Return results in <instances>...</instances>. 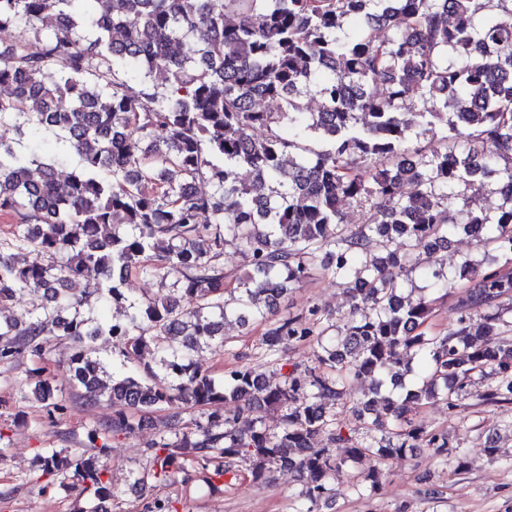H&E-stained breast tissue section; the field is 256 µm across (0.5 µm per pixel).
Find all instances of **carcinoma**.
Masks as SVG:
<instances>
[{"mask_svg": "<svg viewBox=\"0 0 512 512\" xmlns=\"http://www.w3.org/2000/svg\"><path fill=\"white\" fill-rule=\"evenodd\" d=\"M0 0V31L25 25L39 37L0 46V213L19 222L0 240V303L42 296L21 319L0 321V363L44 354L46 337L72 344L74 387L88 404H112V423L88 433L97 452L42 456L45 475L68 474L97 499L112 451L106 435L133 434L138 413L179 403L208 411L195 428L148 446L137 482H165L191 463L217 475L246 467L259 482L274 469L301 483L304 512H320L329 480L342 473L375 490L388 463L423 443L453 453L444 433L408 417L410 405L441 398L454 408L476 376L491 383L485 404L512 403V0ZM162 72L164 83L150 82ZM140 77L137 86L127 76ZM314 93L318 112L299 99ZM67 98L70 106L59 102ZM278 102L259 109L257 102ZM39 130L68 144L76 166L24 150ZM245 168L247 181L229 178ZM207 178L208 193L195 189ZM494 179L489 215L473 191ZM356 208L358 228L343 205ZM464 232L484 249L448 272L426 271L413 299L402 277ZM238 241L253 274L225 299L224 244ZM319 269L349 294L330 323L315 307L274 317L287 286ZM160 274L170 294L129 303L123 322L96 321L83 308L125 299L129 274ZM467 281L454 327L424 331L437 298ZM86 284L76 297L67 285ZM265 321L270 361L315 342L318 365L271 384L252 366L215 382L193 362L202 347L224 348V323ZM112 339L123 357L93 346ZM156 366L126 362L146 348ZM35 397L51 414L67 407L53 379L35 371ZM374 415L380 439L344 433L340 410ZM279 412L278 424L240 416Z\"/></svg>", "mask_w": 512, "mask_h": 512, "instance_id": "carcinoma-1", "label": "carcinoma"}]
</instances>
